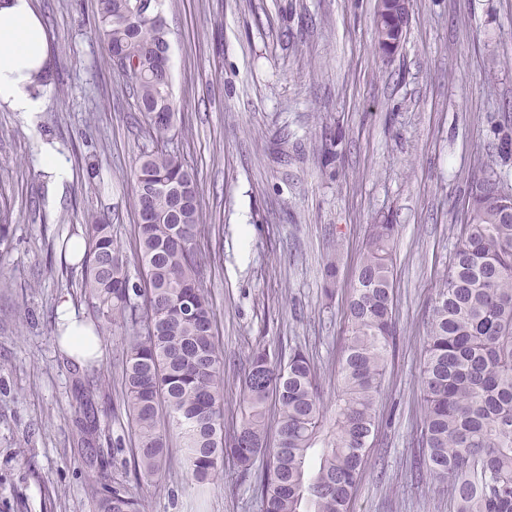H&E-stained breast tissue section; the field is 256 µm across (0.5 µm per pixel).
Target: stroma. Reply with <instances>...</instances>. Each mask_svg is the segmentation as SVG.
<instances>
[{"mask_svg": "<svg viewBox=\"0 0 512 512\" xmlns=\"http://www.w3.org/2000/svg\"><path fill=\"white\" fill-rule=\"evenodd\" d=\"M54 82L35 126L0 105V512H95L99 472L123 476L134 439L123 402L128 332L102 338L93 363L72 361L54 332L69 299L93 312L63 242L88 214L105 216L128 259L138 222L129 173L152 147L130 89L104 65L94 36L99 0H34ZM376 0H161L177 124L169 146L198 180L202 276L224 351V424L241 419L240 380L252 350L287 358L302 347L326 403L338 389L346 300L374 219L393 243L396 347L388 357L373 443L351 512H453L416 481L421 348L431 299L467 215V185L498 167L497 127L512 119V0H412L406 36L382 57ZM336 130L335 181L316 143ZM56 145L71 179L55 187L38 143ZM99 191L86 190V165ZM337 252L333 299L323 260ZM99 416L94 449L78 441L82 395ZM122 447H115V440ZM173 449L165 474L137 486L144 512H263L254 480L233 469L205 495L183 480Z\"/></svg>", "mask_w": 512, "mask_h": 512, "instance_id": "1", "label": "stroma"}]
</instances>
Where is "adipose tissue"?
<instances>
[{"label": "adipose tissue", "instance_id": "1", "mask_svg": "<svg viewBox=\"0 0 512 512\" xmlns=\"http://www.w3.org/2000/svg\"><path fill=\"white\" fill-rule=\"evenodd\" d=\"M46 32L33 0H0V103L33 121L44 109L39 90L50 75ZM64 352L75 361L99 358L102 339L95 336L70 300L56 308Z\"/></svg>", "mask_w": 512, "mask_h": 512}]
</instances>
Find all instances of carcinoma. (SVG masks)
Segmentation results:
<instances>
[{
  "mask_svg": "<svg viewBox=\"0 0 512 512\" xmlns=\"http://www.w3.org/2000/svg\"><path fill=\"white\" fill-rule=\"evenodd\" d=\"M142 0H100L95 36L106 66L123 53L143 74L124 73L154 147L132 172L135 204L145 184L163 181L148 200L154 222L138 224L143 267L130 279L112 224L91 216L86 250L73 255L102 336L116 324L132 331L126 344L124 404L137 445L132 477L100 482L98 512H142L130 482L164 472L169 438H181L186 478L203 486L231 466L251 475L265 512H350L375 430L387 357L394 346L391 241L395 225H370L347 306L348 336L331 429L309 356L299 347L288 361L266 349L248 357L242 418L224 435V355L214 334L213 304L203 287L197 247L201 204L197 178L167 148L168 130L155 124L160 106L177 113L170 72L162 71L166 25L144 14ZM502 165L512 161V127L497 133ZM318 149L336 157V133L325 127ZM468 217L430 307L423 348L419 478L448 488L454 512H512V195L502 172L488 167L468 185ZM278 406L277 444L267 447L268 403ZM97 432L86 401L80 440Z\"/></svg>",
  "mask_w": 512,
  "mask_h": 512,
  "instance_id": "obj_1",
  "label": "carcinoma"
}]
</instances>
